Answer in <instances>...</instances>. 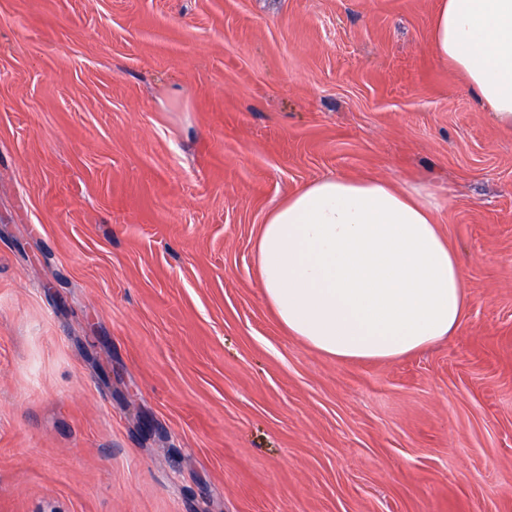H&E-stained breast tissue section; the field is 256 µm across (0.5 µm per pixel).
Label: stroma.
<instances>
[{
    "instance_id": "stroma-1",
    "label": "stroma",
    "mask_w": 512,
    "mask_h": 512,
    "mask_svg": "<svg viewBox=\"0 0 512 512\" xmlns=\"http://www.w3.org/2000/svg\"><path fill=\"white\" fill-rule=\"evenodd\" d=\"M439 0H0V512H512V128ZM443 200L453 336L338 361L254 267L322 176Z\"/></svg>"
}]
</instances>
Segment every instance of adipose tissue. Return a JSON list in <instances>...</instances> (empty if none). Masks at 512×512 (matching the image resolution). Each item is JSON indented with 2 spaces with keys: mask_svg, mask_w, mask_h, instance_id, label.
I'll return each mask as SVG.
<instances>
[{
  "mask_svg": "<svg viewBox=\"0 0 512 512\" xmlns=\"http://www.w3.org/2000/svg\"><path fill=\"white\" fill-rule=\"evenodd\" d=\"M431 49L512 128V0H441ZM430 194L329 175L273 207L255 263L289 335L339 361H390L454 333L467 307L459 257Z\"/></svg>",
  "mask_w": 512,
  "mask_h": 512,
  "instance_id": "adipose-tissue-1",
  "label": "adipose tissue"
}]
</instances>
